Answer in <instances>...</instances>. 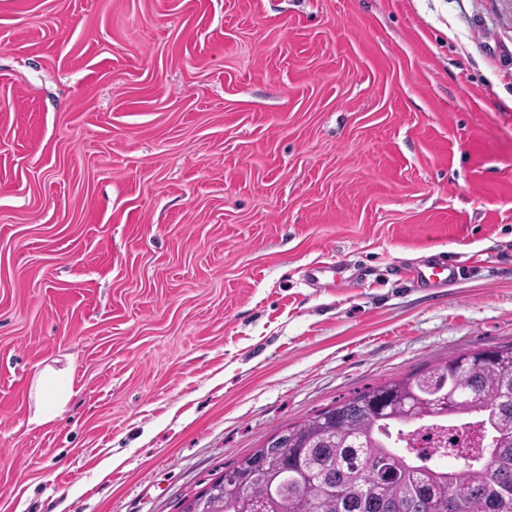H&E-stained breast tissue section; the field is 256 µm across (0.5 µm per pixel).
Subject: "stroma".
<instances>
[{
    "mask_svg": "<svg viewBox=\"0 0 512 512\" xmlns=\"http://www.w3.org/2000/svg\"><path fill=\"white\" fill-rule=\"evenodd\" d=\"M436 255L454 285L395 272ZM508 342L512 0H0V512H177ZM73 383L70 367L45 366L36 379L37 406L32 423L41 426L56 423L66 411L73 394Z\"/></svg>",
    "mask_w": 512,
    "mask_h": 512,
    "instance_id": "stroma-1",
    "label": "stroma"
}]
</instances>
